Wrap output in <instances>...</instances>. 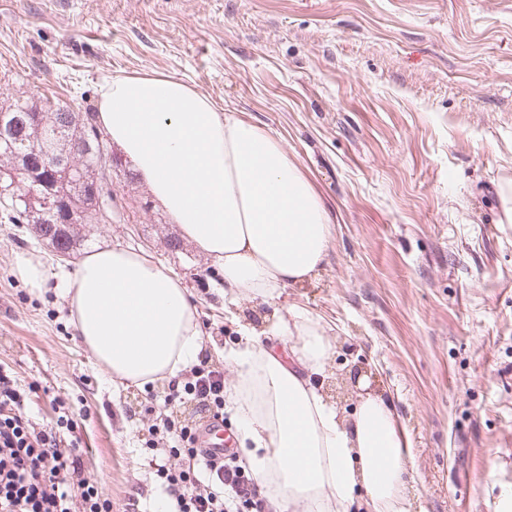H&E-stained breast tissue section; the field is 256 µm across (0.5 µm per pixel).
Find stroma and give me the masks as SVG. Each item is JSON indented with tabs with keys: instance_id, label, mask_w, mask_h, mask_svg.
Wrapping results in <instances>:
<instances>
[{
	"instance_id": "35a3bbf8",
	"label": "stroma",
	"mask_w": 512,
	"mask_h": 512,
	"mask_svg": "<svg viewBox=\"0 0 512 512\" xmlns=\"http://www.w3.org/2000/svg\"><path fill=\"white\" fill-rule=\"evenodd\" d=\"M155 70L281 139L331 220L324 266L273 301H225L220 276L172 224L129 160L112 221L84 224L60 260L0 218V368L27 415L76 423L82 473L112 512H157L151 439L168 380L114 386L82 344L60 289L100 245L151 254L198 309L202 355L242 328L300 310L336 349L326 372L367 368L411 441V512H497L512 494V0H0V96L22 89L98 103L104 80ZM46 269L16 279L20 254ZM155 449H148V442Z\"/></svg>"
}]
</instances>
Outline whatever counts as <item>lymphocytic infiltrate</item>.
I'll use <instances>...</instances> for the list:
<instances>
[{"label": "lymphocytic infiltrate", "instance_id": "1", "mask_svg": "<svg viewBox=\"0 0 512 512\" xmlns=\"http://www.w3.org/2000/svg\"><path fill=\"white\" fill-rule=\"evenodd\" d=\"M194 403L199 418L224 415V373L207 363L190 371L184 385L173 387L153 426L177 443L188 467L158 466L167 494L166 512H271L257 482L238 461H227L197 444L198 420L183 418L180 408ZM26 396L13 376L0 369V512H110L98 488L83 487L72 497L65 487L80 457L67 449L59 430L33 426Z\"/></svg>", "mask_w": 512, "mask_h": 512}]
</instances>
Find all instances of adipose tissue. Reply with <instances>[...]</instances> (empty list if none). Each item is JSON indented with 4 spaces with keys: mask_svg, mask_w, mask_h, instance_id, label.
<instances>
[{
    "mask_svg": "<svg viewBox=\"0 0 512 512\" xmlns=\"http://www.w3.org/2000/svg\"><path fill=\"white\" fill-rule=\"evenodd\" d=\"M98 95L101 128L218 266L225 296L271 300L323 267L329 217L279 139L155 71L104 81ZM63 279L78 338L113 382L142 386L196 361L197 309L150 254L100 246ZM271 331L287 359L243 330L227 391L277 512H410L409 442L391 403L369 392L344 416L313 383L334 353L319 322L295 312Z\"/></svg>",
    "mask_w": 512,
    "mask_h": 512,
    "instance_id": "ef3b65f1",
    "label": "adipose tissue"
}]
</instances>
